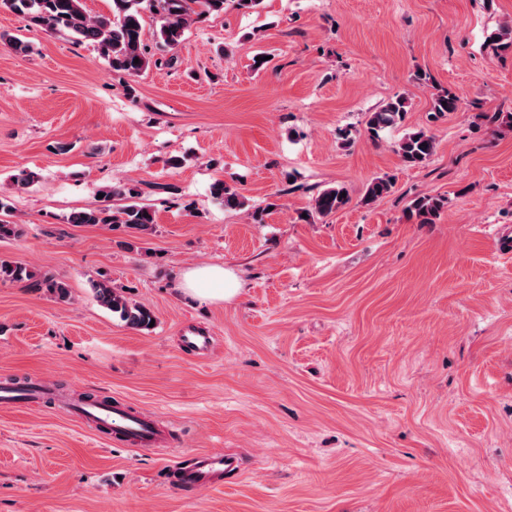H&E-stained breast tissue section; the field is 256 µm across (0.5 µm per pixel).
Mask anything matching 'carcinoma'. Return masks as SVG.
Instances as JSON below:
<instances>
[{
	"mask_svg": "<svg viewBox=\"0 0 512 512\" xmlns=\"http://www.w3.org/2000/svg\"><path fill=\"white\" fill-rule=\"evenodd\" d=\"M227 0H112V16L92 17L83 7V0H0V3L24 15L31 28H47L67 33L78 44H89L104 59L112 71L128 77H137L151 63L152 55L143 39V16L147 10L159 17L160 27L156 37L169 49H176L185 32L198 17L221 13ZM489 47L494 53L512 49V27L505 25L491 35ZM139 62H134V59ZM459 97L449 88L433 93L431 112L439 118L457 111ZM408 112V98L398 96L368 113L366 132L377 140L381 133L402 124ZM436 141L424 129L405 133L393 145V151L407 167H420L434 155ZM395 182L390 176L377 177L370 181L362 198L369 205L390 194ZM212 196L228 209L241 208L246 204L244 196L236 189L217 180L211 187ZM107 197H120L127 204L117 210L109 207L89 209L72 214L70 224H110L141 234L153 232L156 213L150 207L137 202L141 189L137 183H120L104 190ZM350 202L348 190L338 185L319 191L305 211V221L312 223L326 218ZM448 203L445 197L423 195L418 197L409 218L420 224H431ZM24 234V225L0 219V242L10 241ZM0 281L28 282L30 287L44 289L59 301L69 298L68 285L50 275L36 277L25 264L0 258ZM97 301L119 314L128 327L137 330L150 328L153 312L143 304L129 302L122 291L112 287V281L101 279L92 284Z\"/></svg>",
	"mask_w": 512,
	"mask_h": 512,
	"instance_id": "cac0c4a2",
	"label": "carcinoma"
}]
</instances>
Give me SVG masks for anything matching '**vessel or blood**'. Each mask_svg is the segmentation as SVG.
Listing matches in <instances>:
<instances>
[{"instance_id": "1", "label": "vessel or blood", "mask_w": 512, "mask_h": 512, "mask_svg": "<svg viewBox=\"0 0 512 512\" xmlns=\"http://www.w3.org/2000/svg\"><path fill=\"white\" fill-rule=\"evenodd\" d=\"M73 413L83 415L102 429L133 446H147L159 439V433L151 419L131 413L116 405L82 402L72 408ZM235 460L223 453H201L186 465L183 479L186 486L195 490L212 487L224 474L234 471Z\"/></svg>"}]
</instances>
